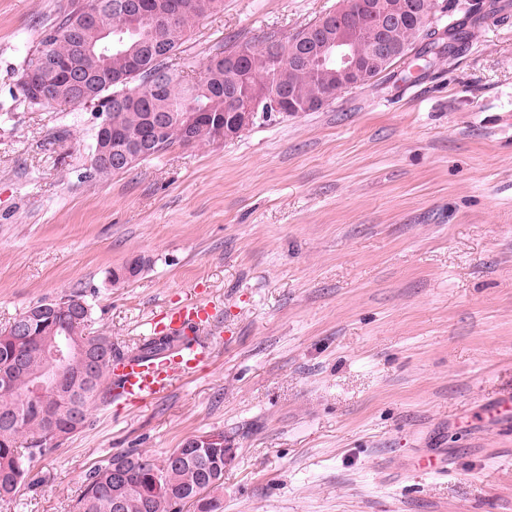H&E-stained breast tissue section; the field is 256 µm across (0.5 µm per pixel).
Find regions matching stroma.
Returning a JSON list of instances; mask_svg holds the SVG:
<instances>
[{
	"mask_svg": "<svg viewBox=\"0 0 512 512\" xmlns=\"http://www.w3.org/2000/svg\"><path fill=\"white\" fill-rule=\"evenodd\" d=\"M342 0H224L175 64L257 46ZM434 68L408 57L321 110L89 178L88 106L22 102L23 61L70 0H0V329L77 296L87 333L138 351L204 298L236 334L142 405L115 399L0 512H72L86 473L220 432L216 512H512V0ZM144 259L131 279L112 274ZM448 451L447 475L408 460ZM512 419V392L501 395L495 403L484 410V422L494 428L500 424L509 425Z\"/></svg>",
	"mask_w": 512,
	"mask_h": 512,
	"instance_id": "obj_1",
	"label": "stroma"
}]
</instances>
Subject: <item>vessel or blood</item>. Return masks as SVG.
I'll use <instances>...</instances> for the list:
<instances>
[{"label": "vessel or blood", "instance_id": "1", "mask_svg": "<svg viewBox=\"0 0 512 512\" xmlns=\"http://www.w3.org/2000/svg\"><path fill=\"white\" fill-rule=\"evenodd\" d=\"M218 322L215 308L202 298L163 308L151 321L152 331L159 336L179 337V349L165 358L114 357L116 395L131 404H144L169 392L181 377L208 360L209 353L198 335L216 328ZM484 422L490 428L512 423L511 391L485 409Z\"/></svg>", "mask_w": 512, "mask_h": 512}]
</instances>
